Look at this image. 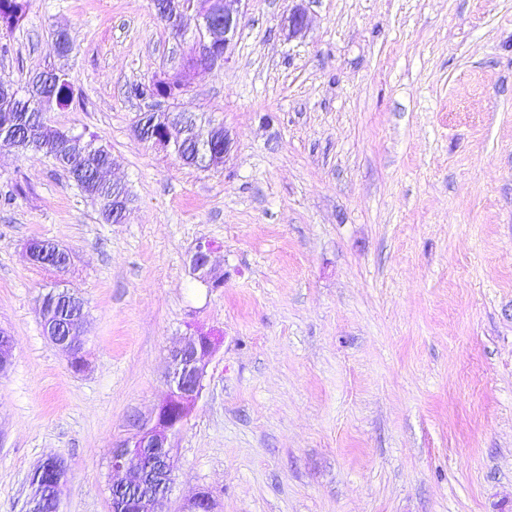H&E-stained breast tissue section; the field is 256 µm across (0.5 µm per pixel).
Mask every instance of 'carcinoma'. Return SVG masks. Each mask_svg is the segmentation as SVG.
I'll return each mask as SVG.
<instances>
[{"label":"carcinoma","mask_w":512,"mask_h":512,"mask_svg":"<svg viewBox=\"0 0 512 512\" xmlns=\"http://www.w3.org/2000/svg\"><path fill=\"white\" fill-rule=\"evenodd\" d=\"M29 0H0V33L8 34L26 14ZM71 102V86L67 73L62 69H48L31 76L24 85L15 86V94L0 95V142L6 141L24 152L39 150L50 153L67 171L69 177L91 200L101 207V214L112 222V196H122L130 202L125 187H115L112 182L99 177V172L111 164V153L94 140L84 141L79 150L69 146L64 131L51 125L46 114L54 108H65ZM180 160L204 169L210 149L185 133L176 141ZM42 487L41 512H57L61 490L58 483L39 480Z\"/></svg>","instance_id":"1"}]
</instances>
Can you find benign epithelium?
Returning <instances> with one entry per match:
<instances>
[{"label": "benign epithelium", "instance_id": "benign-epithelium-1", "mask_svg": "<svg viewBox=\"0 0 512 512\" xmlns=\"http://www.w3.org/2000/svg\"><path fill=\"white\" fill-rule=\"evenodd\" d=\"M243 0H174V5L158 4L160 19L178 38L186 36L183 17H195V29L191 47L182 69L157 83L166 88L164 93L150 99L154 113L150 125L153 129L145 134L142 125L136 126L137 136L145 138L163 152L175 151L176 132L180 128L197 133V121L174 112L170 101H177L188 88L189 73L198 67L224 65L231 59L238 36L243 11ZM308 28L307 14L296 8L284 20V30L290 38H296ZM220 245L212 240L197 243L191 257L190 268L195 278L210 288L224 286V272L214 262ZM43 325L50 341L69 357L70 362L85 364L81 344L77 340L84 328L86 317L84 303L78 302L68 324L58 327L54 310L43 311ZM220 346V337L212 332L194 329L171 353V372L167 392L157 404L152 419L131 437L112 449L111 470L112 496L125 492L122 507L125 512H160V507L174 482L170 458L175 440L187 425L194 406L200 397L210 362ZM13 345L11 336L0 331V376L12 364ZM147 448L159 451L155 466L143 467L140 455ZM181 512H215L210 492L199 491L190 497Z\"/></svg>", "mask_w": 512, "mask_h": 512}]
</instances>
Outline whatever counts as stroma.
<instances>
[{
  "instance_id": "stroma-1",
  "label": "stroma",
  "mask_w": 512,
  "mask_h": 512,
  "mask_svg": "<svg viewBox=\"0 0 512 512\" xmlns=\"http://www.w3.org/2000/svg\"><path fill=\"white\" fill-rule=\"evenodd\" d=\"M301 7L304 37L283 15ZM229 63L179 110L234 138L222 169L136 137L131 84L179 71L154 0H30L0 78L68 74L51 125L97 137L129 191L105 223L53 158L0 144V512L62 460L58 512H111L112 448L164 397L190 327L219 334L162 512H501L512 501V0H245ZM76 46L58 57L55 33ZM33 238L66 250L57 272ZM216 241L224 285L189 256ZM83 299L84 371L40 297Z\"/></svg>"
}]
</instances>
